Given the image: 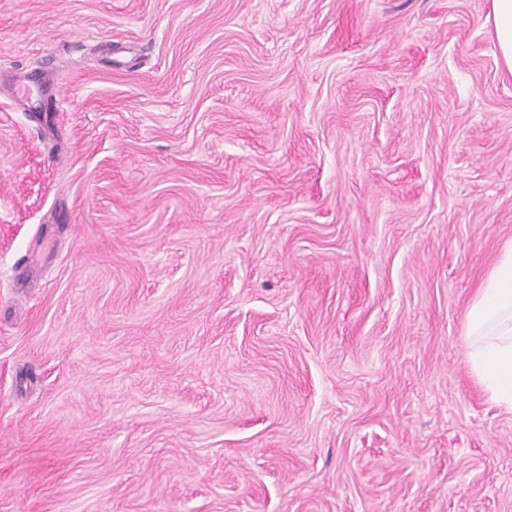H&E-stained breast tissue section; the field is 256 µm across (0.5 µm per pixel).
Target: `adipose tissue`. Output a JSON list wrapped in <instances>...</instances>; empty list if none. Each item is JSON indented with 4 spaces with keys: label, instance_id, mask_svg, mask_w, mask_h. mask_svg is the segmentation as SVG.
Listing matches in <instances>:
<instances>
[{
    "label": "adipose tissue",
    "instance_id": "ef3b65f1",
    "mask_svg": "<svg viewBox=\"0 0 512 512\" xmlns=\"http://www.w3.org/2000/svg\"><path fill=\"white\" fill-rule=\"evenodd\" d=\"M467 361L497 405L512 411V245L488 272L463 322Z\"/></svg>",
    "mask_w": 512,
    "mask_h": 512
}]
</instances>
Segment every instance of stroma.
Masks as SVG:
<instances>
[{"label":"stroma","mask_w":512,"mask_h":512,"mask_svg":"<svg viewBox=\"0 0 512 512\" xmlns=\"http://www.w3.org/2000/svg\"><path fill=\"white\" fill-rule=\"evenodd\" d=\"M490 9L0 0V512H512ZM467 361L497 405L512 411V245L488 272L463 322Z\"/></svg>","instance_id":"1"}]
</instances>
